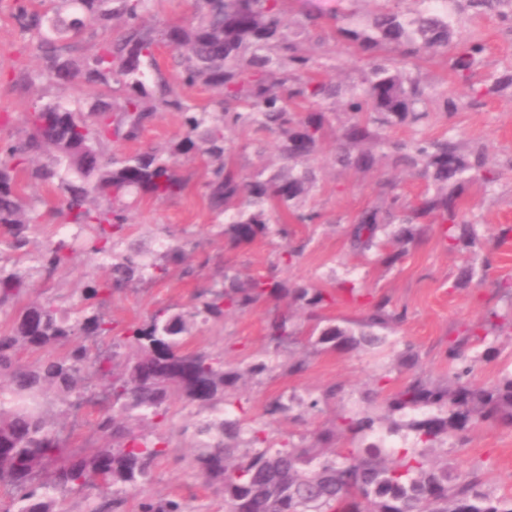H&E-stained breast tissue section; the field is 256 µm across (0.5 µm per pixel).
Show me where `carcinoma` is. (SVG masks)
Wrapping results in <instances>:
<instances>
[{"label":"carcinoma","instance_id":"1","mask_svg":"<svg viewBox=\"0 0 512 512\" xmlns=\"http://www.w3.org/2000/svg\"><path fill=\"white\" fill-rule=\"evenodd\" d=\"M368 0L366 22L345 14L334 19L329 37L322 17L300 10L286 23L290 0H197L190 20L148 29L142 25L150 0H48L44 9L14 0L19 28L34 35L42 55L28 80L70 83L91 90L72 105L39 102L24 116V133L0 143V313L26 293L35 275L70 265L78 248L110 262L108 272L88 278L81 306L70 312L53 302L14 310L0 329V481L10 489L0 512H63L60 494L85 493L89 512H120L126 491L143 484L171 448L165 427L177 403L206 411L192 425L197 448L194 467L224 490V512H512V495L486 488L479 469L459 472L448 463V444L464 446L477 425L512 428V372L479 383L473 377L480 357L498 350L512 311L489 310L448 342V381L419 372V353L405 345L395 371L406 376L394 391L386 373L362 400L379 408L370 414L349 410L331 426L297 440L270 437L254 425L236 400L240 383L274 370L266 360L243 368L224 363V354L187 350L198 325L217 324L231 313L269 305L265 336L274 350L298 341V313L309 322L311 345L323 350L376 349L404 319L385 295L362 293L355 279L337 288L290 281L277 270L298 261L301 246L285 245L272 269L249 274L224 271L222 280L199 291L187 311L168 307L115 332L103 308L112 295L135 284L159 282L174 271L194 278L209 259L187 262L180 244L151 257L128 243L129 211L145 199L182 195L187 180L181 157L194 160L209 213L222 221L231 248L277 237L288 240L289 224H313L312 205L319 171L310 165L326 140L336 137L330 163L367 173L378 168L405 171L425 182L408 201L395 184H377L381 205L364 209L349 225L351 249L377 253L386 268L404 262L425 224L441 226L453 249L461 239L479 241L467 223L462 191L467 182L494 184L501 170L487 164L478 142L461 144L443 132L431 136L435 105L451 116L477 108L488 97L512 91V70L477 78L485 51L476 33L465 34L458 15H487L512 32V0H446L433 10L427 0ZM114 18L124 22L115 39L97 40V29ZM92 44L83 57L73 45ZM354 49L362 65L346 86L324 73L337 67L335 45ZM173 51V71L156 59L159 47ZM448 56L449 70L465 91L460 102L446 90L422 81L415 69L430 55ZM208 89L219 97L191 102L183 91ZM161 112L181 117L178 135L162 145L112 154V143H138ZM408 128L409 139L390 133ZM274 138L278 163L246 174L235 141ZM57 189L73 233L49 240L36 254L28 250L31 225L40 223L37 202L26 186ZM482 280L467 261L453 286ZM364 307V316L341 326L324 316L336 292ZM94 337L100 347L79 341ZM467 345L484 347L469 357ZM90 378L106 383L91 446L71 453L61 440L58 416L44 398L54 390L67 398L81 393ZM407 429L413 440L399 448L387 439ZM359 441L340 448V439ZM53 469L47 475V465ZM141 512H190L182 500L141 503Z\"/></svg>","mask_w":512,"mask_h":512}]
</instances>
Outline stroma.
I'll list each match as a JSON object with an SVG mask.
<instances>
[{"label": "stroma", "instance_id": "35a3bbf8", "mask_svg": "<svg viewBox=\"0 0 512 512\" xmlns=\"http://www.w3.org/2000/svg\"><path fill=\"white\" fill-rule=\"evenodd\" d=\"M13 7L14 0H0V113H12L14 122L9 132L15 135L38 98L73 102L83 100L88 92L77 83L41 82L33 86L25 83V75L40 66L39 52L36 42L16 25ZM462 26L479 31L486 45L479 68L481 75L512 67V33L490 18L466 17ZM449 127L455 129L463 142H483L493 162L500 164L512 159V94L489 97L484 106L462 109L450 118L438 117L430 132L436 135ZM331 148V143H324L314 160L315 165L325 169L315 198L322 221L296 225L293 242L302 246L303 253L283 275L327 288L341 279H357L367 292L387 295L393 306L404 312L405 319L390 333L386 350L380 356L366 351L315 350L304 339L289 348L273 350L265 338L267 306L263 303L250 312L227 315L223 323L199 327L193 337L194 349L223 352L225 362L233 366L261 358L273 364L272 373L246 385L240 396L247 403L251 418L264 424L276 438L307 435L330 425L336 414L350 409L360 393L390 368L403 343H411L418 351L420 370L425 376L436 382L446 381L445 351L449 340L462 335L466 326L487 310L503 313L512 307V295L502 288L503 283L512 284V239L501 241L496 237L501 226L512 225V170L504 171L492 188L475 182L464 186L462 202L467 218L478 226L481 235L478 245L464 240L455 249H448L438 225L433 224L405 261L388 269L375 257L354 254L346 242V228L361 210L375 203L374 184L388 178L389 173L380 170L361 176L332 168ZM180 170L189 181L185 193L164 202L146 200L132 209L131 240L154 249L176 241L186 246L189 255L209 254L211 261L202 273V281L207 283L221 279L227 269L252 273L265 270L275 262L280 247L276 240L228 249L220 225L212 219L201 198L195 163L181 160ZM486 257L490 258L491 267L482 284L455 287L465 260L479 262ZM105 272L100 259L81 251L70 266L56 270L50 277L36 279L26 298L68 307L78 303L88 277ZM197 284L173 275L157 283L135 286L115 293L105 311L123 325L146 319L160 307L177 311L192 304ZM299 358L306 362L304 370L296 374L289 372V360ZM332 385L341 387L342 392L321 411L303 414L298 420L288 414L277 418L264 414L266 404L274 399L315 398ZM104 388L103 381L91 380L81 398L74 400L62 418V436L69 446H82L91 441V421ZM194 413V407L185 406L174 416L169 426L172 447L168 456L158 463L151 480L142 489L128 492L125 512H139V503L148 497H174L187 502L194 512H224L221 488L205 482L191 464L190 440L182 430L192 421ZM448 458L462 472L482 463L488 486L499 494L512 493V428H475L466 445L451 449Z\"/></svg>", "mask_w": 512, "mask_h": 512}]
</instances>
